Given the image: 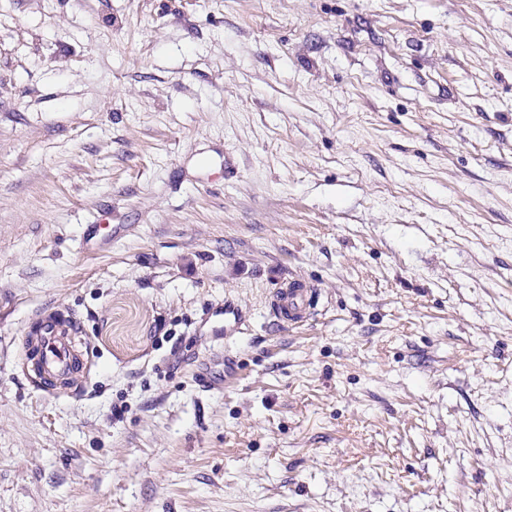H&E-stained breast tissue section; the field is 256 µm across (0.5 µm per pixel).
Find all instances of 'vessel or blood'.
I'll return each instance as SVG.
<instances>
[{
	"label": "vessel or blood",
	"mask_w": 512,
	"mask_h": 512,
	"mask_svg": "<svg viewBox=\"0 0 512 512\" xmlns=\"http://www.w3.org/2000/svg\"><path fill=\"white\" fill-rule=\"evenodd\" d=\"M318 294L312 285L291 279L274 292L271 314L278 325L293 327L309 319ZM245 321L233 305H225L224 317L216 328L217 335L241 333ZM23 349L36 354V373L46 388L66 383L75 373L80 351L73 336L51 316H44L37 335L25 338Z\"/></svg>",
	"instance_id": "b4317fda"
}]
</instances>
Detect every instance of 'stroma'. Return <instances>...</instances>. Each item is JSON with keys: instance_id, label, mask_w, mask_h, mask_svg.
<instances>
[{"instance_id": "1", "label": "stroma", "mask_w": 512, "mask_h": 512, "mask_svg": "<svg viewBox=\"0 0 512 512\" xmlns=\"http://www.w3.org/2000/svg\"><path fill=\"white\" fill-rule=\"evenodd\" d=\"M0 512H512V0H0ZM318 291L312 285L289 279L274 291L271 315L278 325L294 327L313 315L314 302ZM224 317L219 325L216 327V334L219 336H235L242 333L244 330L242 326L245 325V320L242 318L241 312L235 306L230 304L224 305ZM36 336L26 337L23 350L26 355L36 352V374L46 388L56 389L75 373L80 361V351L75 336L50 315L42 318Z\"/></svg>"}]
</instances>
